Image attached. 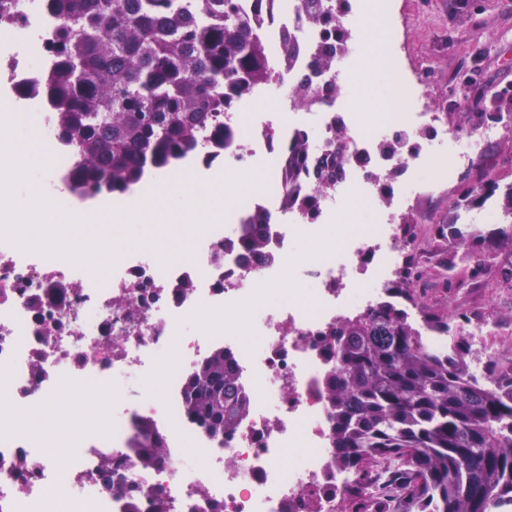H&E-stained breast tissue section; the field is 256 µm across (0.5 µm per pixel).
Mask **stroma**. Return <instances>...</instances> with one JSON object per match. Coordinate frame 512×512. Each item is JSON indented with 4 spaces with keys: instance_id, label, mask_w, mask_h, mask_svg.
<instances>
[{
    "instance_id": "obj_1",
    "label": "stroma",
    "mask_w": 512,
    "mask_h": 512,
    "mask_svg": "<svg viewBox=\"0 0 512 512\" xmlns=\"http://www.w3.org/2000/svg\"><path fill=\"white\" fill-rule=\"evenodd\" d=\"M395 14L402 64L419 80L427 109L447 114L449 128L464 126L468 113L489 111L493 92L512 86V0H395ZM479 154L489 179L512 185V125L501 124ZM421 182L404 208L419 237H428L434 224L487 228L481 205L459 201L462 179L443 188L428 172ZM427 301L493 322L512 316V291L504 288L437 289Z\"/></svg>"
}]
</instances>
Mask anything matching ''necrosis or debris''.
<instances>
[{
    "mask_svg": "<svg viewBox=\"0 0 512 512\" xmlns=\"http://www.w3.org/2000/svg\"><path fill=\"white\" fill-rule=\"evenodd\" d=\"M20 19L0 39V104L15 107L43 150L55 158L45 176L50 197L68 212L90 215L136 205L154 192L171 196L184 179L205 197L204 183L227 172L264 170L266 186L249 191L227 209L222 222L200 235L196 254L162 267L147 249L127 251L104 284L86 269L57 257L26 253L0 241V512H128V487L140 492L138 512H154L164 498L168 512H335L333 487L346 474L330 466V430L321 387L334 362L318 339L337 320L376 302L406 253L397 212L414 192L422 172L434 169L452 179L460 166L477 163L474 145L494 127L437 129L436 113L420 108V95L404 73L396 49L392 0H351L338 17L349 50L335 71L319 82L348 87L368 81L361 49L380 31L379 70L388 80L389 110L383 120L352 111L346 95L330 108L298 112L289 89L315 75L314 52L320 31L301 21L300 0H236L241 15L255 19L266 46L272 84L243 94L222 120L225 143L201 132L196 152L145 184L115 197L100 190L81 196L64 190L75 158L54 131V115L38 93L54 58L48 47L58 19L42 0H23ZM300 49L285 63L287 39ZM350 136L349 151L367 153L370 167L350 162L345 179L323 199L315 221L302 219L287 203L288 147L298 137L309 142V160H328L335 118ZM419 134L416 150L380 154L394 131ZM471 146L456 148L458 138ZM393 175L391 197L376 185ZM358 197L376 214L369 232L336 244L326 235L341 206ZM261 217L271 261L247 267L239 249L228 246L242 224ZM310 253L295 255L298 238ZM281 284L287 303L273 306L268 288ZM224 319L212 321L214 312ZM197 322L194 335L183 333ZM260 337V346L244 336ZM224 348L240 369L250 411L238 428L213 438L186 408L192 370L215 348ZM135 377L139 399L124 404L118 375ZM75 397L68 411L29 424L61 394ZM148 426L166 454L157 466L139 463L138 429ZM300 449L295 463L283 451ZM112 461L110 490L97 474Z\"/></svg>",
    "mask_w": 512,
    "mask_h": 512,
    "instance_id": "4bbe7bcc",
    "label": "necrosis or debris"
}]
</instances>
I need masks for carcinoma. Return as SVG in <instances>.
Wrapping results in <instances>:
<instances>
[{
    "label": "carcinoma",
    "mask_w": 512,
    "mask_h": 512,
    "mask_svg": "<svg viewBox=\"0 0 512 512\" xmlns=\"http://www.w3.org/2000/svg\"><path fill=\"white\" fill-rule=\"evenodd\" d=\"M322 10L304 0L303 23L323 31L316 67L332 72L346 36L333 17L347 0ZM59 19L51 46L56 65L42 94L57 113L59 136L72 148L80 188L123 194L151 170L174 166L197 143L203 124L233 106L237 94L272 75L266 47L236 0H48ZM295 109L329 103L309 80L292 87ZM482 121L512 122V93L492 97ZM347 130L336 124V162L317 165L303 185L307 142L288 150V199L305 219L343 176ZM499 186L473 180L462 194L488 199ZM504 221L464 234L434 224L424 258L408 253L394 272L388 298L336 322L319 344L335 361L324 380L332 458L350 483L341 499L352 512H495L512 502V361L486 358L471 370L465 327L480 315L448 314L424 302L432 288L494 285L512 290V186L502 197ZM241 240L247 258H265L263 224L256 219ZM464 250L465 277L455 269ZM495 269L494 282L487 281ZM418 310L421 327L409 308ZM446 336L437 348L423 331ZM189 415L215 438L233 432L250 411L234 360L214 349L188 376ZM140 462L154 466L165 449L146 439Z\"/></svg>",
    "instance_id": "carcinoma-1"
}]
</instances>
